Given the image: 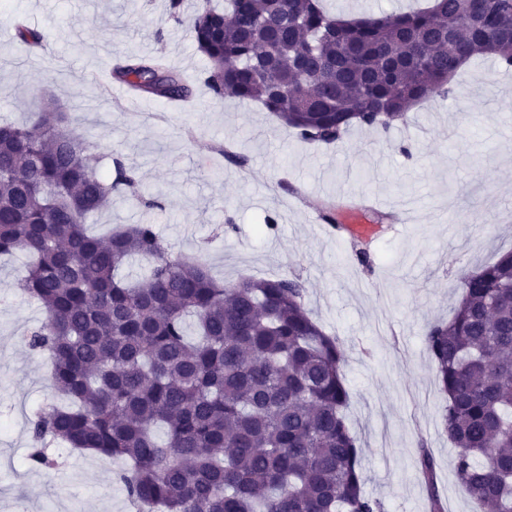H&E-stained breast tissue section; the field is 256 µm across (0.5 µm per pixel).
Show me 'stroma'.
I'll use <instances>...</instances> for the list:
<instances>
[{"mask_svg": "<svg viewBox=\"0 0 512 512\" xmlns=\"http://www.w3.org/2000/svg\"><path fill=\"white\" fill-rule=\"evenodd\" d=\"M348 17L406 11L424 0H322ZM26 15L45 36L30 53L12 43ZM0 117L22 121L41 102L80 116L100 167L118 155L137 166L140 191L159 199L145 217L134 197L116 195L89 216L93 233L151 219L185 257L205 256L225 284L241 277L299 276L306 305L345 356L348 423L364 454L366 489L385 512H429L417 467L421 447L436 459L448 512H479L458 482L455 450L441 427L426 326L448 319L455 285L512 251V71L472 61L448 94L415 106L382 131L355 126L333 145L282 139L278 121L254 102L217 99L204 83L208 61L169 0H0ZM160 56L188 78L190 104L121 105L125 85L104 79L124 56ZM247 158L229 163L224 150ZM354 204L377 231L372 242L336 240L309 210ZM414 222L386 229L392 208ZM275 217L267 227V217ZM366 252L369 261L357 260ZM21 259L0 258V512H136L116 475L122 463L48 444L58 465L29 467L32 422L48 406L49 361L33 350L39 303L24 293Z\"/></svg>", "mask_w": 512, "mask_h": 512, "instance_id": "stroma-1", "label": "stroma"}]
</instances>
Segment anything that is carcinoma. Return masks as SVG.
<instances>
[{
  "label": "carcinoma",
  "instance_id": "1",
  "mask_svg": "<svg viewBox=\"0 0 512 512\" xmlns=\"http://www.w3.org/2000/svg\"><path fill=\"white\" fill-rule=\"evenodd\" d=\"M210 64L216 98L256 101L305 142L351 126H390L447 92L483 56L512 68V0H433L426 10L344 18L320 0H197L180 17ZM17 42L44 46L21 23ZM138 92L192 94L161 58L114 69ZM53 106L0 123V255L29 259L24 290L44 308L29 345L51 358L62 399L33 423L36 440L123 461L137 512H384L365 489L346 417L343 352L306 309L297 276L217 281L174 253L155 225L87 232L112 192L138 195L122 157L98 172L96 145ZM448 321L425 341L444 395L454 470L482 512H512V252L463 277ZM419 467L430 512H444L434 458Z\"/></svg>",
  "mask_w": 512,
  "mask_h": 512
}]
</instances>
